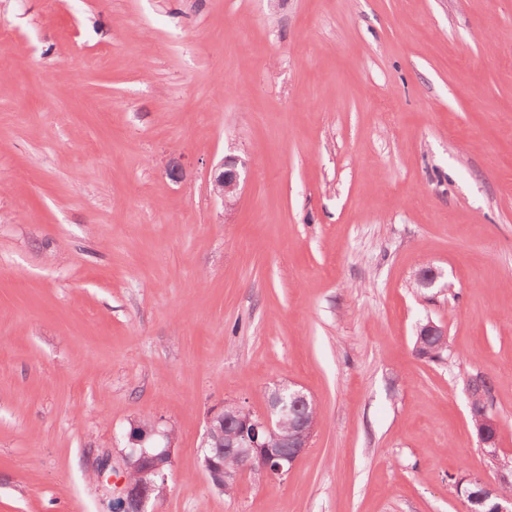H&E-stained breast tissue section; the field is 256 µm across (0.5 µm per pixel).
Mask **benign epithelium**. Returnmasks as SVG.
<instances>
[{"instance_id":"1","label":"benign epithelium","mask_w":512,"mask_h":512,"mask_svg":"<svg viewBox=\"0 0 512 512\" xmlns=\"http://www.w3.org/2000/svg\"><path fill=\"white\" fill-rule=\"evenodd\" d=\"M246 164L237 156H226L215 168L212 178V193L229 206L240 190L242 173ZM440 274L431 266L419 268L414 279L423 288L433 287ZM444 327L429 320L417 330L421 347L426 336H445ZM471 419L483 447L496 452L499 448V424L491 417L483 402L470 399ZM243 431L224 439V447L229 454L240 460V465L227 469L224 467V454L210 447V442L224 435V409L211 412L206 431L201 441L202 468L210 482L219 490L237 485L247 474H254L266 481H275L291 471L303 454L312 436L313 429L305 423L294 428L284 429V418L288 413L307 414L317 412L313 399L301 388L291 384H277L267 400L266 409L256 413L248 408H239ZM161 458L166 464H172V443L168 431L153 426L143 429L134 423L128 434L127 453L125 454L126 476L115 501L120 503L116 512H149L150 506L158 500L154 495L155 481L144 476L152 475L167 485V475L158 463L153 467L145 466L152 459ZM469 508L468 512H512V495L480 476L467 480L463 488Z\"/></svg>"}]
</instances>
